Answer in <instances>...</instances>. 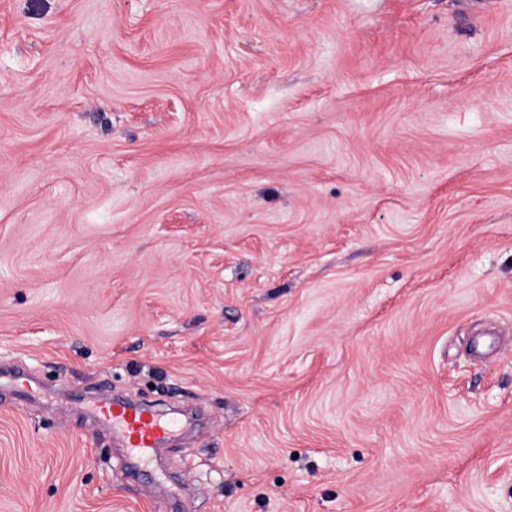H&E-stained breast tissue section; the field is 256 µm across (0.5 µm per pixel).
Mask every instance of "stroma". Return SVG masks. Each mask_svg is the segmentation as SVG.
I'll use <instances>...</instances> for the list:
<instances>
[{
  "label": "stroma",
  "mask_w": 512,
  "mask_h": 512,
  "mask_svg": "<svg viewBox=\"0 0 512 512\" xmlns=\"http://www.w3.org/2000/svg\"><path fill=\"white\" fill-rule=\"evenodd\" d=\"M109 391L208 415L157 485ZM176 479L512 512V0H0V512Z\"/></svg>",
  "instance_id": "1"
}]
</instances>
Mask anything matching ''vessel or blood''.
I'll use <instances>...</instances> for the list:
<instances>
[{
  "instance_id": "obj_1",
  "label": "vessel or blood",
  "mask_w": 512,
  "mask_h": 512,
  "mask_svg": "<svg viewBox=\"0 0 512 512\" xmlns=\"http://www.w3.org/2000/svg\"><path fill=\"white\" fill-rule=\"evenodd\" d=\"M90 412L95 420L111 426L122 439L128 457L138 463L152 458L175 428L174 420L165 414L120 400L96 402Z\"/></svg>"
}]
</instances>
